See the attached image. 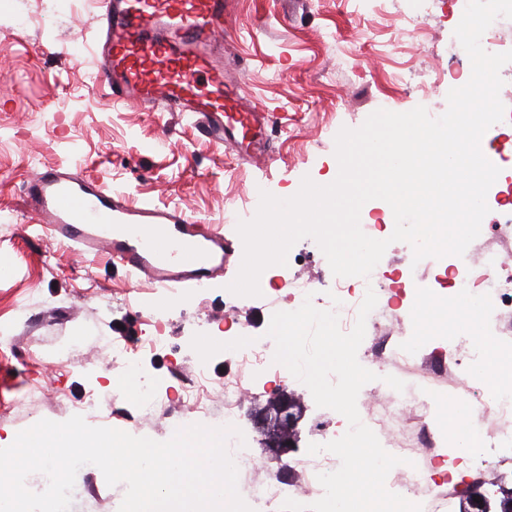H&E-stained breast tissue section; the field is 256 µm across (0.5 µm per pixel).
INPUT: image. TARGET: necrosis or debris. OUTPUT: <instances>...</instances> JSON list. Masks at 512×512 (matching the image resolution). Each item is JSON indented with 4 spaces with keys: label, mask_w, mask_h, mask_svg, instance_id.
<instances>
[{
    "label": "necrosis or debris",
    "mask_w": 512,
    "mask_h": 512,
    "mask_svg": "<svg viewBox=\"0 0 512 512\" xmlns=\"http://www.w3.org/2000/svg\"><path fill=\"white\" fill-rule=\"evenodd\" d=\"M492 245L465 250L463 256H445L448 273V291L456 298L454 308L462 313H470L476 298L489 294L493 297V314L502 320V330L512 335V269L500 264L502 249L512 250V223L499 222L491 225ZM374 291L377 298H384L391 291L390 278L385 264H378L369 277H350L337 281L331 295L314 294L310 285L300 283L292 288L288 301L289 310H297L304 300H312L317 308L335 310L339 317L342 331H350L357 319L359 306L366 291ZM409 311L397 308L384 312L374 308L366 319L368 346L366 349L367 369H383L401 366L412 375L411 384L403 391L389 390L390 400L420 408L421 413L415 421L405 422L392 414L390 410H364L360 414L362 422L377 436L385 450L394 455L402 456L404 444L396 440L397 429L407 430L418 447L427 449L432 456L451 450L455 446L452 431L442 428L437 413L431 412L430 406L439 402L444 396L445 386H465L469 408L474 416H482L486 408H494L499 417V425L492 430L478 429L477 434L483 441L501 444L512 440V380L500 383L495 390L482 388L479 382L463 385L461 371L465 364L472 362L473 357L465 351L461 344H452L447 354L435 358L434 374H426L422 370L419 356L408 343L406 337L388 334V323H403ZM274 352L266 340L248 342L241 345L236 356L240 368L228 374L221 388L224 392V423L228 426H239L240 401L246 394L249 385L259 384L269 376L290 379V372L282 365L273 361ZM336 463L335 458H302L296 460L295 466L300 470L302 480L299 484L289 487L282 486L274 480L249 481L242 485L243 495L263 500L269 512H278L279 505L288 498L305 499L321 498L324 490L317 480L318 474L327 472Z\"/></svg>",
    "instance_id": "4bbe7bcc"
}]
</instances>
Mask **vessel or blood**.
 Listing matches in <instances>:
<instances>
[{"mask_svg":"<svg viewBox=\"0 0 512 512\" xmlns=\"http://www.w3.org/2000/svg\"><path fill=\"white\" fill-rule=\"evenodd\" d=\"M233 0H98L94 83L112 99L193 118L214 147L239 158L269 152L274 115L247 103L224 75V22ZM32 213L68 249L121 262L135 282L180 301L210 284L235 253L220 224L140 206L78 172L37 169Z\"/></svg>","mask_w":512,"mask_h":512,"instance_id":"obj_1","label":"vessel or blood"}]
</instances>
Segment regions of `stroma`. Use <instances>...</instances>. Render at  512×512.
<instances>
[{"label":"stroma","mask_w":512,"mask_h":512,"mask_svg":"<svg viewBox=\"0 0 512 512\" xmlns=\"http://www.w3.org/2000/svg\"><path fill=\"white\" fill-rule=\"evenodd\" d=\"M418 0H236L223 34L226 63L240 72L246 98L274 112L272 154L263 164L220 155L175 112L113 103L93 85L88 41L97 9L67 0H0V448L40 420L83 415L92 426L168 440L185 424L214 427L218 391L230 366L228 336L265 335L270 312L287 308L292 283L330 288L335 277L319 246L299 240L290 263L267 268L259 297L224 303L242 258L234 256L206 294L180 302L135 283L106 256L78 258L33 224L26 183L39 168H79L133 202L176 210L227 236L251 220L260 191L293 196L303 177L324 185L339 172L335 137L359 128L383 100L395 112L447 109L448 68H470L450 51L458 0H434L418 27L406 23ZM164 316L166 345L140 356L138 372L167 390L169 402L144 419L126 390L130 370L112 358L113 342L136 349ZM492 328L453 317L446 335L426 339L441 351L462 339L482 351ZM211 355L214 389L198 413L185 396L200 352ZM320 413L306 386L269 378L246 393L243 415L278 391ZM125 484L107 485L100 469L78 470L69 512H119Z\"/></svg>","instance_id":"stroma-1"}]
</instances>
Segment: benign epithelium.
I'll use <instances>...</instances> for the list:
<instances>
[{"mask_svg": "<svg viewBox=\"0 0 512 512\" xmlns=\"http://www.w3.org/2000/svg\"><path fill=\"white\" fill-rule=\"evenodd\" d=\"M293 409L294 403L289 395L281 393L274 398L271 406L255 411L252 416L254 428L262 436L265 447L271 449L277 458L298 447L300 415ZM466 501L469 512H491L489 501L474 486L466 494Z\"/></svg>", "mask_w": 512, "mask_h": 512, "instance_id": "1", "label": "benign epithelium"}]
</instances>
